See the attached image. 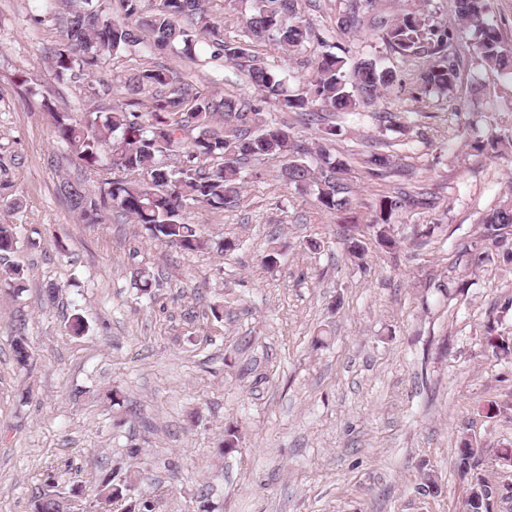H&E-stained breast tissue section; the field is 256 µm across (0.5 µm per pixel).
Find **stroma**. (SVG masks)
<instances>
[{
	"label": "stroma",
	"instance_id": "obj_1",
	"mask_svg": "<svg viewBox=\"0 0 512 512\" xmlns=\"http://www.w3.org/2000/svg\"><path fill=\"white\" fill-rule=\"evenodd\" d=\"M342 9V0L301 2L304 22L336 54L374 60L402 80L335 117L344 134L329 150L348 163L351 203L322 210L279 180L283 159L257 160L263 178L237 205L186 212L206 238L235 241L222 255L149 239L109 211L87 224L67 207L59 172L93 191L99 183L57 140L42 104L77 118L89 102L50 66L53 22H35L32 0H0V224L17 227L11 260L24 273L21 289L0 285V512H31L49 470L61 491L82 487L75 512H96L99 481L133 469L157 512H197L203 491L214 512H461L463 438L484 449L482 472L512 488V467L493 454L512 448V360L486 344L491 331L512 337V264L503 258L512 236L479 268L461 255L479 243L482 213L512 192V74L478 67L480 95L465 77L452 96L414 100L418 63L373 29L337 30ZM210 54L202 45L193 59L115 55L93 72L97 103H124L125 77L162 64L315 139L316 126ZM382 112L402 130H387ZM473 113L481 136L500 138L499 152H478L462 136ZM372 151L394 155L409 179L369 177ZM416 187L433 194L434 208L397 215L392 247L367 234L363 257L349 255L346 225L368 224L379 195ZM273 244L280 256L270 271L262 259ZM139 269L156 279L150 294L133 285ZM77 314L79 336L69 329ZM325 327L331 340L315 346ZM20 336L30 347L24 366ZM113 389L123 404L107 400ZM230 426L239 446L218 456ZM426 470L438 492L419 490Z\"/></svg>",
	"mask_w": 512,
	"mask_h": 512
}]
</instances>
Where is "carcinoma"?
I'll return each instance as SVG.
<instances>
[{"mask_svg":"<svg viewBox=\"0 0 512 512\" xmlns=\"http://www.w3.org/2000/svg\"><path fill=\"white\" fill-rule=\"evenodd\" d=\"M38 11L57 21L61 39L50 51L57 77L67 83H83L93 69L113 54L142 44V33L151 37L145 46L174 50L191 57L198 43L212 48L211 57L227 64L248 60L246 75L263 96L296 112L310 125H322L326 115L354 112L373 102L398 81L397 73L370 60L346 66V60L327 49V44L301 20L300 0H253L243 15L247 33L254 40L276 37L292 55L315 43L312 72L304 88L290 94L281 75L250 57L247 46L224 40V29L203 6V0H121L124 14L112 17L109 0H35ZM487 0H451L452 18L432 21L412 2L388 19L376 12L375 0H350L341 28L355 31L368 23L380 38L403 59L421 64L412 97L419 101L431 92H449L456 87L464 62V37L475 35V63L486 69L512 70V49L501 31L486 22ZM129 99L123 106L93 110L75 119L46 111L57 138L100 177L103 189L96 194L79 179L63 177L57 192L70 209L87 224L102 223L106 203L139 226L149 238L195 252L208 246L197 224L185 212L196 204L214 208L237 204L244 178L257 182L262 172L251 163L262 157H288L278 177L296 190L312 195L317 205L341 211L350 205L354 186L347 166L334 158L321 142L297 140L266 113L230 96L215 97L189 84L176 81L164 66L143 68L124 81ZM182 151L179 165L170 166L163 157ZM375 178L403 175L393 155L372 152L366 159ZM433 208L428 192L383 194L375 202L367 227L376 230L378 241L392 243L388 229L398 213ZM482 241L499 247L512 230V199H505L480 218ZM17 246L14 224H0V280L13 283L21 269L9 263ZM492 352L512 355V338L487 340ZM483 449L460 438L459 471L477 478ZM137 471L104 477L97 486V500L111 504L127 502L125 512H155L153 495L136 491ZM494 496L486 489L463 503V512H491ZM33 512H74L73 500L57 490L49 476L32 501Z\"/></svg>","mask_w":512,"mask_h":512,"instance_id":"1","label":"carcinoma"}]
</instances>
